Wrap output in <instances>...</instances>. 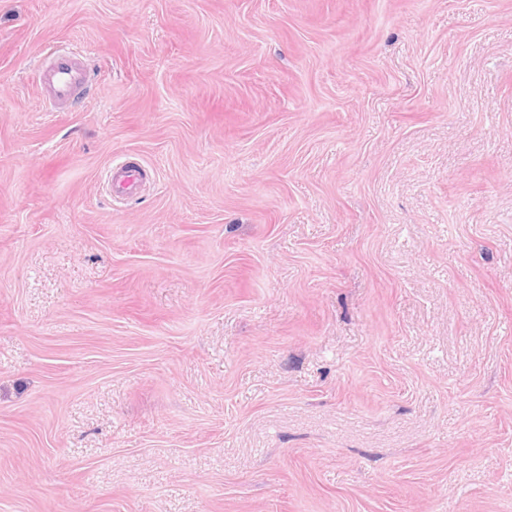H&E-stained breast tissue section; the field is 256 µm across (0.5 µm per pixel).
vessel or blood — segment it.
<instances>
[{"label": "vessel or blood", "mask_w": 512, "mask_h": 512, "mask_svg": "<svg viewBox=\"0 0 512 512\" xmlns=\"http://www.w3.org/2000/svg\"><path fill=\"white\" fill-rule=\"evenodd\" d=\"M38 81L47 96L45 105L56 112L73 106L88 86V72L80 54L75 52L51 53L39 70ZM144 172L122 163L113 164L107 173L108 188H118L124 195H132L143 181Z\"/></svg>", "instance_id": "b4317fda"}]
</instances>
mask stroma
<instances>
[{"mask_svg":"<svg viewBox=\"0 0 512 512\" xmlns=\"http://www.w3.org/2000/svg\"><path fill=\"white\" fill-rule=\"evenodd\" d=\"M0 512H512V0H0ZM38 82L47 92L44 104L51 112H59L72 107L87 89L88 72L79 53L54 52L41 65ZM141 168L129 167L123 163L112 164L107 173V187L112 196L113 188L121 189L123 195L131 196L143 181Z\"/></svg>","mask_w":512,"mask_h":512,"instance_id":"1","label":"stroma"}]
</instances>
